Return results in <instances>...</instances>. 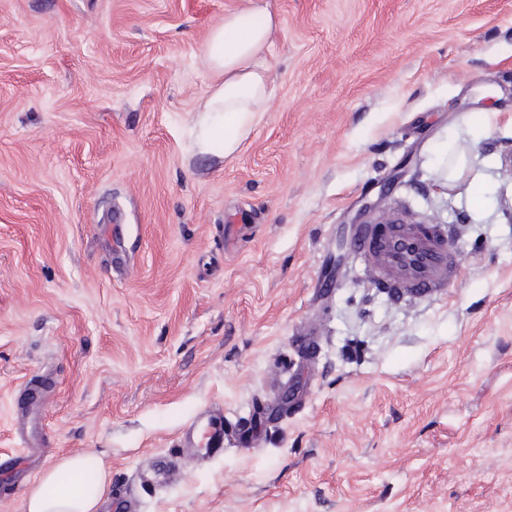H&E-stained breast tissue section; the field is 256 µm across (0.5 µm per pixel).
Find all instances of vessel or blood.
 I'll list each match as a JSON object with an SVG mask.
<instances>
[{
  "label": "vessel or blood",
  "instance_id": "b4317fda",
  "mask_svg": "<svg viewBox=\"0 0 512 512\" xmlns=\"http://www.w3.org/2000/svg\"><path fill=\"white\" fill-rule=\"evenodd\" d=\"M355 252L374 283L403 295L446 292L460 272L455 239L441 224H419L395 215L358 225Z\"/></svg>",
  "mask_w": 512,
  "mask_h": 512
}]
</instances>
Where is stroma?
I'll return each mask as SVG.
<instances>
[{
    "mask_svg": "<svg viewBox=\"0 0 512 512\" xmlns=\"http://www.w3.org/2000/svg\"><path fill=\"white\" fill-rule=\"evenodd\" d=\"M240 0H0V512L93 450L136 512H512V0H271L234 156L188 125ZM455 231L373 288L364 202ZM305 400L251 448L158 457Z\"/></svg>",
    "mask_w": 512,
    "mask_h": 512,
    "instance_id": "obj_1",
    "label": "stroma"
}]
</instances>
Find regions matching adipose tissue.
<instances>
[{"instance_id":"1","label":"adipose tissue","mask_w":512,"mask_h":512,"mask_svg":"<svg viewBox=\"0 0 512 512\" xmlns=\"http://www.w3.org/2000/svg\"><path fill=\"white\" fill-rule=\"evenodd\" d=\"M279 28L261 0H242L222 24L210 29L204 57L217 75L192 128L197 153L232 156L268 109V55ZM109 489L101 457L82 452L64 457L30 487L26 512H96Z\"/></svg>"}]
</instances>
